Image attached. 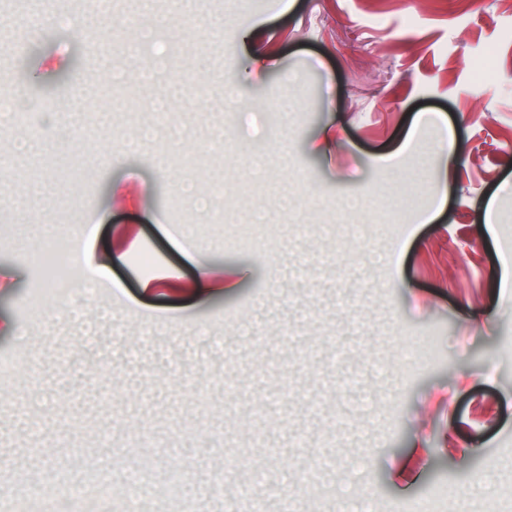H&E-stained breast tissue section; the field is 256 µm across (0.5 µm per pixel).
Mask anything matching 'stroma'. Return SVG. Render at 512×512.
I'll list each match as a JSON object with an SVG mask.
<instances>
[{
    "label": "stroma",
    "mask_w": 512,
    "mask_h": 512,
    "mask_svg": "<svg viewBox=\"0 0 512 512\" xmlns=\"http://www.w3.org/2000/svg\"><path fill=\"white\" fill-rule=\"evenodd\" d=\"M6 13L0 52L56 124L0 123L32 144L0 167L9 507L79 483L100 512L122 498L138 512H336L314 493L348 474L372 512L445 487L449 512L512 497V0ZM74 13L94 41L59 29ZM160 98L175 127L138 157L119 151ZM351 194L368 204L348 224ZM86 198L121 300L92 334L27 259L38 225L78 223ZM190 222L216 271L240 270L237 288L166 289L197 274L163 230ZM415 346L424 362L400 360Z\"/></svg>",
    "instance_id": "stroma-1"
}]
</instances>
